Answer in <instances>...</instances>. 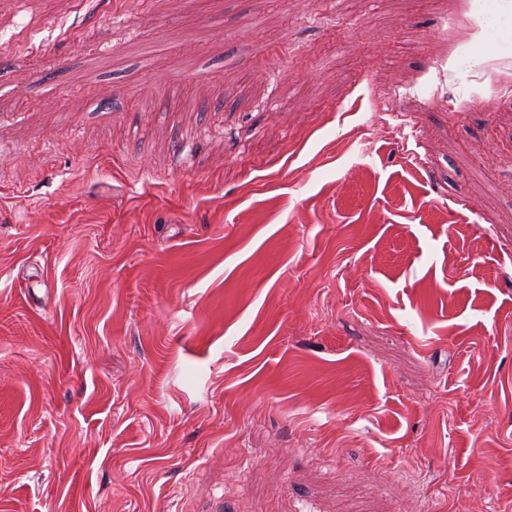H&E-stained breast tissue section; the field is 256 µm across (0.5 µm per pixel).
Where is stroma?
<instances>
[{"mask_svg": "<svg viewBox=\"0 0 512 512\" xmlns=\"http://www.w3.org/2000/svg\"><path fill=\"white\" fill-rule=\"evenodd\" d=\"M485 7L0 0V512H512Z\"/></svg>", "mask_w": 512, "mask_h": 512, "instance_id": "obj_1", "label": "stroma"}]
</instances>
